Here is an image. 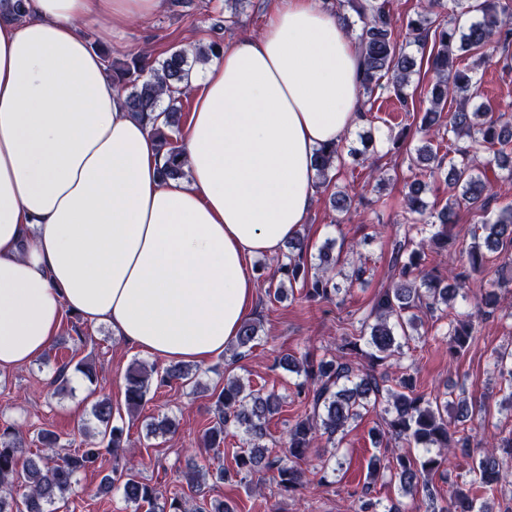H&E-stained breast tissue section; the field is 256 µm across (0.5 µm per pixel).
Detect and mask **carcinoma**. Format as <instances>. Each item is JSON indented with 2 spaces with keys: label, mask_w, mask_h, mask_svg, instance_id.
Instances as JSON below:
<instances>
[{
  "label": "carcinoma",
  "mask_w": 512,
  "mask_h": 512,
  "mask_svg": "<svg viewBox=\"0 0 512 512\" xmlns=\"http://www.w3.org/2000/svg\"><path fill=\"white\" fill-rule=\"evenodd\" d=\"M242 0H225L229 15L212 24L217 35L239 16ZM339 7L350 12L356 20L349 24L362 57L361 89L364 105H373L384 94L394 96L403 111H409L406 92L416 72L418 60L408 51L415 45L428 51L426 65L433 75L428 90L430 107L421 117L420 127L437 135L453 136L462 141L457 146V158L449 163L438 157L430 140L416 149L415 167L430 175L443 174L450 189L446 204L433 215L431 226L436 231L427 239L416 242L409 238L393 252L392 280L377 297L369 317L361 322L360 336L347 340L335 355L316 356L308 351L297 358L286 355L279 366L302 378L296 383L295 395L304 404V414L285 429L284 448L272 452L264 443L268 425L282 408V396L273 391L253 387L243 378L229 374L224 385L214 391L213 418L203 434L206 448L224 444V433L231 427L241 431L244 450L236 457L237 474L242 480L265 471L288 492L306 487V462L311 448L321 441L331 445V451L320 461L321 479L336 473V448L348 429L371 410H380L382 424L374 429L378 446L391 442L406 444L420 450V455L398 453L386 464L370 460L369 479L376 481L390 473L398 480L403 493L412 497L419 493L432 496V476L449 462V456L459 448L470 445L465 430L452 425L448 419V399L440 395L428 397L415 392L413 377L399 378L398 389L385 387L387 375L379 368L403 354L404 347L418 334L419 314H434L441 307L455 308L454 301H467L469 288L465 274L445 276L423 265L426 250L442 251L455 244L451 235L461 207L482 209L492 197V184L500 171L512 179V120L485 119L486 113L472 106V72L457 64L458 53L469 52L484 57L483 49L512 47V0H429L426 9L406 17V33L396 26L393 0H339ZM478 12L481 18L463 27L462 16ZM223 51L220 41L213 40L190 52L174 48L166 57L155 62L145 54L131 57L119 66L107 64L112 80L125 92V104L131 115L145 122L158 139L164 153L162 178L180 179L185 176V161L174 134L179 131L183 112V96L189 87L193 64L218 56ZM455 104L447 110L448 103ZM493 151V159L479 171L474 165L481 150ZM340 160V145H323L315 153L314 166L319 183L331 182L330 172ZM426 185L414 176L405 181L403 204L406 220L417 224L424 220L427 205ZM329 204L339 214L349 212L351 197L337 191L330 195ZM484 237L462 251L471 271H480L487 254H509L512 251V206L502 210L496 219L482 224ZM334 241H326L318 250L316 262H308L310 249L307 237L297 234L288 241L287 251L277 259L279 281L268 286V295L281 298L285 287L301 286L309 301L329 300L348 291V287L364 281L366 268L358 252L348 260L350 271L338 270L340 258L333 253ZM343 281H338V277ZM493 282L472 298L475 306L491 314L500 303L499 288ZM448 332V351L455 355L465 350L474 339L476 328L472 315L453 313ZM262 332L259 320L247 319L232 345V357L240 360L254 346ZM501 377L512 386V351L495 354ZM94 381L93 368L80 361L63 363L56 371L53 383L56 391L67 388L68 370ZM173 382L198 386V376L185 364H173L160 371L145 363L132 366L125 376V403L130 410L139 409L145 402L151 384L167 386ZM175 421L167 416L147 424V434L168 435L174 432ZM86 438L85 447L67 449L60 435L42 429L37 441L50 454H26L23 438L13 425L0 427V512H56L54 505L65 500L78 484L81 473L101 466L103 456L112 455L111 473L102 479L101 489L109 492L117 487L124 502L134 512L148 507V512H232L222 502L193 507V496L205 497L207 480L222 482L228 478L224 466L201 468L187 463L183 481L187 491L165 495L143 482L134 460L127 458L124 426L113 421L112 401H96L90 418L81 425ZM483 455L472 459L468 469L470 484L456 486L448 507L441 512H491L478 503L476 490L495 495L503 478V470L512 468V438L501 443L490 442ZM355 512H399V509L380 508L365 486L357 498Z\"/></svg>",
  "instance_id": "cac0c4a2"
}]
</instances>
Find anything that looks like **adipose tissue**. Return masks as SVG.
<instances>
[{
	"label": "adipose tissue",
	"mask_w": 512,
	"mask_h": 512,
	"mask_svg": "<svg viewBox=\"0 0 512 512\" xmlns=\"http://www.w3.org/2000/svg\"><path fill=\"white\" fill-rule=\"evenodd\" d=\"M163 0H26L0 15V369L33 363L65 314L143 354L206 365L315 203L314 155L362 121L343 14L283 0L260 36L200 64L181 147L163 153L79 23L121 32Z\"/></svg>",
	"instance_id": "1"
}]
</instances>
